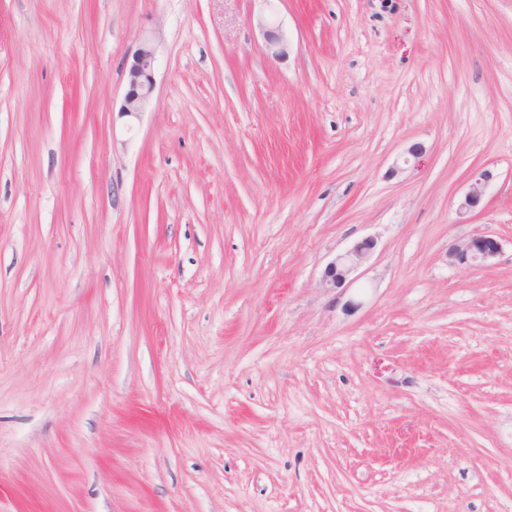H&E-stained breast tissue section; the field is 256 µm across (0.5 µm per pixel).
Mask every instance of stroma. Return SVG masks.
I'll list each match as a JSON object with an SVG mask.
<instances>
[{"label":"stroma","mask_w":512,"mask_h":512,"mask_svg":"<svg viewBox=\"0 0 512 512\" xmlns=\"http://www.w3.org/2000/svg\"><path fill=\"white\" fill-rule=\"evenodd\" d=\"M0 512H512V0H0ZM260 28L266 42V47L274 59H281L288 55V42L279 26L267 21H260ZM155 47L145 41L140 44L132 57L128 70V90L124 96L121 112L127 116L145 112L151 103L155 89L154 68ZM491 177L488 171H484L474 178L458 205V214L460 216L469 217L468 219H470L471 215L475 213L483 201ZM501 241L490 234L477 232L448 249L450 264L463 266L486 265L500 255ZM376 247L373 238H363L345 253L338 254L330 261L322 275L321 286L328 291L345 290L354 283L353 276L362 263L370 257Z\"/></svg>","instance_id":"obj_1"}]
</instances>
